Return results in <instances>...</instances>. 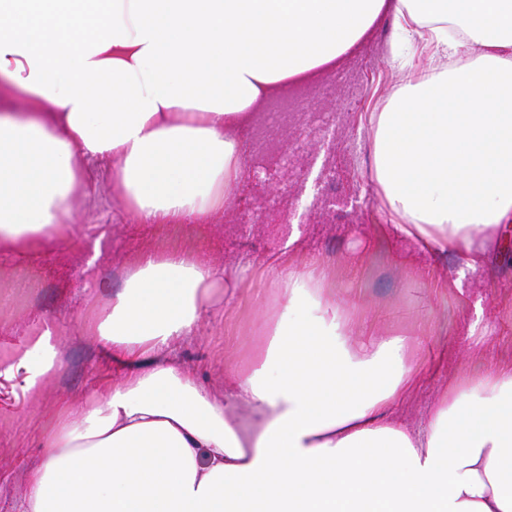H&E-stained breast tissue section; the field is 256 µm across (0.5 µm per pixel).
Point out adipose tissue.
Masks as SVG:
<instances>
[{
    "label": "adipose tissue",
    "mask_w": 512,
    "mask_h": 512,
    "mask_svg": "<svg viewBox=\"0 0 512 512\" xmlns=\"http://www.w3.org/2000/svg\"><path fill=\"white\" fill-rule=\"evenodd\" d=\"M393 14L407 67L423 37L455 66L371 113L374 178L394 240L478 271L512 217V0H0V250L63 244L86 157L144 224L223 212L241 135L274 93L331 71ZM218 272L140 254L88 331L123 372L59 415L20 512H512V366L464 375L417 430L394 409L419 340L361 339L324 262L288 258L261 349L216 395L168 357L212 304ZM58 357L36 330L5 377L39 395Z\"/></svg>",
    "instance_id": "1"
}]
</instances>
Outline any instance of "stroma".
Instances as JSON below:
<instances>
[{
  "instance_id": "obj_1",
  "label": "stroma",
  "mask_w": 512,
  "mask_h": 512,
  "mask_svg": "<svg viewBox=\"0 0 512 512\" xmlns=\"http://www.w3.org/2000/svg\"><path fill=\"white\" fill-rule=\"evenodd\" d=\"M395 31L394 16H383L341 81L268 102L270 113L289 103L296 110L278 135H268L260 121L248 129V167L223 213L202 224L138 223L112 195L111 162L91 160L88 186L72 203L74 237L36 256L0 252V369L18 362L32 330L43 323L54 326L59 351L57 373L38 396H24L20 379L0 378V512H17L26 471L41 458L60 403L79 406L119 375L86 324L110 306L131 261L145 251L200 256L219 269L250 262L238 287L217 286L194 334L173 350L218 394L226 369L258 352L256 322L278 313L271 296L255 303L268 285L257 273L271 271L287 250L319 255L331 268L352 265V274L336 284V298L359 304L368 334L394 325L425 328L420 380L396 409L407 425H420L437 394L460 374L512 365V250L492 249L481 271L457 288L453 257L426 260L425 277L414 278L387 234L365 117L382 111L408 79L436 64L431 49L421 45L411 68H395ZM314 118L319 131L313 135L306 125ZM260 199L266 202L261 210L254 206ZM288 222L300 229L291 245L276 232ZM475 320L480 333L472 336L468 326Z\"/></svg>"
}]
</instances>
